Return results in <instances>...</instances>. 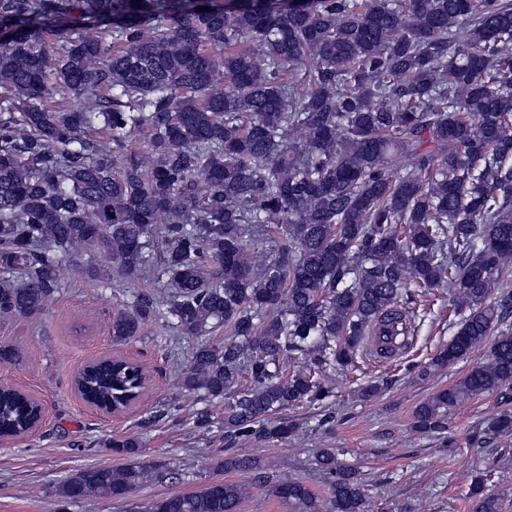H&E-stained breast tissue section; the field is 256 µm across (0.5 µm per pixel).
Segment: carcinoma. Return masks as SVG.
Here are the masks:
<instances>
[{
	"label": "carcinoma",
	"instance_id": "carcinoma-1",
	"mask_svg": "<svg viewBox=\"0 0 512 512\" xmlns=\"http://www.w3.org/2000/svg\"><path fill=\"white\" fill-rule=\"evenodd\" d=\"M94 248L132 281L160 260L174 289L167 306L135 295L114 338L170 317L197 339L186 392L221 400L249 376L224 414L237 444L287 439L280 411L326 400L325 371L358 367L373 326L408 335L415 296L448 290L463 317L420 377L497 338L415 409L417 430L444 433L448 410L512 390V0H0V314L41 310L60 254ZM221 324L224 344L203 340ZM139 386L109 358L79 392L110 407ZM36 409L1 389L0 437ZM511 432L506 409L468 442ZM140 447L112 442L127 464L74 471L63 503L163 479ZM316 464L333 512H364L335 449ZM221 466L260 470L240 453ZM269 493L320 512L300 480ZM242 498L212 479L146 512ZM468 499L497 512L477 485Z\"/></svg>",
	"mask_w": 512,
	"mask_h": 512
}]
</instances>
